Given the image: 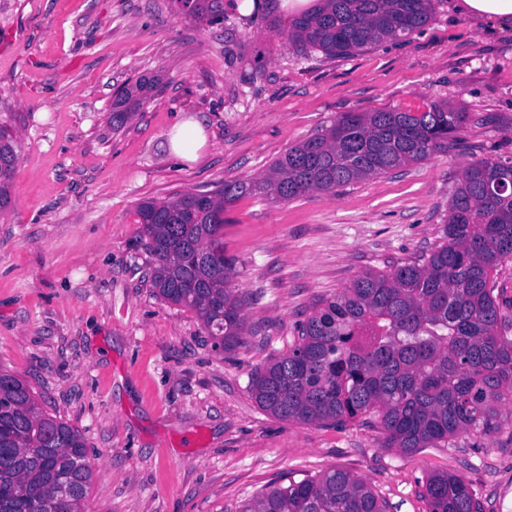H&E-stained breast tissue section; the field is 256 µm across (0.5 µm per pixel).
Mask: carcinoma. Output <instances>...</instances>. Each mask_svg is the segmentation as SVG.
<instances>
[{
  "instance_id": "obj_1",
  "label": "carcinoma",
  "mask_w": 512,
  "mask_h": 512,
  "mask_svg": "<svg viewBox=\"0 0 512 512\" xmlns=\"http://www.w3.org/2000/svg\"><path fill=\"white\" fill-rule=\"evenodd\" d=\"M185 17L224 18V0H177ZM431 0H318L281 31L301 49L340 57L405 39L429 21ZM153 89L122 88L112 124L122 126ZM467 115L444 104L426 112H345L276 160L259 178L218 192L148 199L136 209L155 256L152 281L166 302L191 310L215 346L245 333L224 255V206L244 197L288 200L334 193L453 146ZM16 155L0 131V210L11 200ZM512 165L472 161L461 168L442 242L417 260L367 271L322 301L299 324L288 351L251 374L250 390L275 417L344 424L374 413L382 446L412 453L461 433L495 429L512 403V338L498 332L492 281L512 260ZM93 467L83 437L44 412L29 385L0 371V512H84ZM429 512H482L466 480L434 472L424 483ZM368 485L342 469L291 479L241 512H387Z\"/></svg>"
}]
</instances>
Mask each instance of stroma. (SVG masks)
I'll list each match as a JSON object with an SVG mask.
<instances>
[{
    "label": "stroma",
    "mask_w": 512,
    "mask_h": 512,
    "mask_svg": "<svg viewBox=\"0 0 512 512\" xmlns=\"http://www.w3.org/2000/svg\"><path fill=\"white\" fill-rule=\"evenodd\" d=\"M237 3L207 25L174 0H0V125L18 153L0 211V369L84 436L85 512H240L270 486L333 468L389 512H428L423 484L437 471L471 483L483 512H512V404L489 434L405 454L383 447L372 416L285 421L248 387L320 300L431 251L462 166L512 164V25L432 0L408 38L303 58L278 32L282 0L248 25ZM143 76L157 88L113 128L115 95ZM434 103L467 115L448 152L333 194L227 205L240 346L214 348L192 311L157 295L141 201L261 176L342 113ZM189 118L207 138L194 162L169 152Z\"/></svg>",
    "instance_id": "stroma-1"
}]
</instances>
